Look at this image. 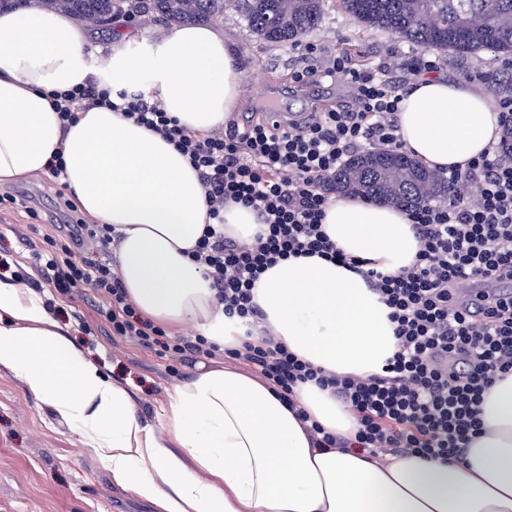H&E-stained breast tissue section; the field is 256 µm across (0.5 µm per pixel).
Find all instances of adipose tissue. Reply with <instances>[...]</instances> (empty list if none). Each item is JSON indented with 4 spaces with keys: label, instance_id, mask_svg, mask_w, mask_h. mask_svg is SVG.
Instances as JSON below:
<instances>
[{
    "label": "adipose tissue",
    "instance_id": "obj_1",
    "mask_svg": "<svg viewBox=\"0 0 512 512\" xmlns=\"http://www.w3.org/2000/svg\"><path fill=\"white\" fill-rule=\"evenodd\" d=\"M241 67L216 26L174 24L148 41L119 19L108 58L97 61L69 16L0 13V183L40 175L62 152L80 210L114 231L119 277L138 311L159 323H194L228 347L238 338L190 257L207 222L197 173L173 144L122 113L93 107L61 127L46 94L91 83L141 93L189 131L207 134L236 111ZM398 125L408 153L439 172L466 168L498 134L490 94L461 79H419L400 103ZM322 229L337 250L390 273L413 265L421 249L403 210L354 197L333 199ZM254 301L289 351L330 372L375 373L396 344L389 310L364 278L317 256L268 269ZM0 367L73 421L113 481L156 512H512V375L485 391L482 430L460 461L315 447L294 407L335 434L356 423L329 390L304 384L290 407L260 379L231 368L201 370L178 386L162 436L41 299L6 280Z\"/></svg>",
    "mask_w": 512,
    "mask_h": 512
}]
</instances>
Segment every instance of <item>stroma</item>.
<instances>
[{
  "label": "stroma",
  "mask_w": 512,
  "mask_h": 512,
  "mask_svg": "<svg viewBox=\"0 0 512 512\" xmlns=\"http://www.w3.org/2000/svg\"><path fill=\"white\" fill-rule=\"evenodd\" d=\"M225 38L235 42L244 63L237 117L261 109L265 93L288 99V110L297 117L334 106L348 97L345 80H323L317 86H297L293 74L301 57L291 46L260 39L242 13L227 5L218 20ZM317 53H349L355 62L374 63L396 52L389 79L405 77L406 63L419 49L383 29L363 27L345 12L338 0H328L318 25L301 39ZM439 76L451 80L491 73H508L512 66L491 52L468 58L437 53ZM62 187L38 175L0 186V195L27 197L40 214L28 218L0 207V259L9 267L1 273L25 283L71 339L93 359L108 379L129 384L141 418L162 426L163 410L176 386L203 368L225 366L223 355L198 356L171 366L169 360L128 339L112 335L98 313V297L83 288L63 295L40 277L33 253L46 237L56 235L65 218L59 210ZM0 512H155L154 506L129 489L116 485L102 460L83 445L71 422L48 404L35 400L20 377L0 368Z\"/></svg>",
  "instance_id": "35a3bbf8"
}]
</instances>
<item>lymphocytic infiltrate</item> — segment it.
Wrapping results in <instances>:
<instances>
[{
  "label": "lymphocytic infiltrate",
  "instance_id": "1",
  "mask_svg": "<svg viewBox=\"0 0 512 512\" xmlns=\"http://www.w3.org/2000/svg\"><path fill=\"white\" fill-rule=\"evenodd\" d=\"M301 58L296 83L342 77L351 100L284 128L249 120L199 136L179 125L160 102L140 94L94 84L47 94L62 126L92 107L123 112L173 143L198 172L209 222L192 259L223 304L225 322L242 336L241 345L222 350L201 337L168 336L140 317L111 265L77 261L75 251L84 241L110 247L109 225L69 215L63 233L49 237L46 248L37 251L40 271L58 292L93 290L104 302L100 313L113 335L160 356L186 361L223 352L249 366L288 404L297 385L312 382L331 389L359 425L351 436H335L296 409L317 447L462 458L481 429L478 406L485 389L512 373V297L486 289L493 281H512V153L493 146L467 169L448 172L457 187L454 200L409 211L422 243L411 267L390 274L369 259L337 251L322 229L333 194L329 181L361 148L402 150L397 112L403 86L388 79L393 67L388 57L356 68L345 56L324 57L307 46ZM473 184L480 188L474 197L467 193ZM229 203L255 212L261 228L253 240L225 235ZM314 255L360 274L389 307L397 343L379 373L361 378L325 372L299 359L264 328L263 313L253 302L260 275L288 258ZM464 280L484 282L477 293L482 309L453 304L455 287Z\"/></svg>",
  "mask_w": 512,
  "mask_h": 512
}]
</instances>
